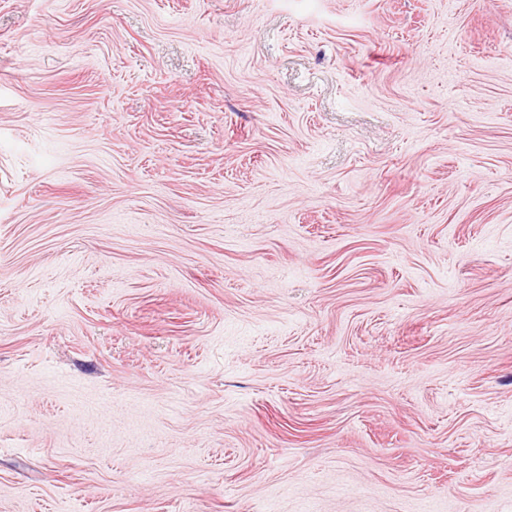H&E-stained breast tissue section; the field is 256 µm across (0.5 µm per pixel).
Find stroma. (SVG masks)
I'll use <instances>...</instances> for the list:
<instances>
[{
    "label": "stroma",
    "mask_w": 512,
    "mask_h": 512,
    "mask_svg": "<svg viewBox=\"0 0 512 512\" xmlns=\"http://www.w3.org/2000/svg\"><path fill=\"white\" fill-rule=\"evenodd\" d=\"M0 512H512V0H0Z\"/></svg>",
    "instance_id": "35a3bbf8"
}]
</instances>
